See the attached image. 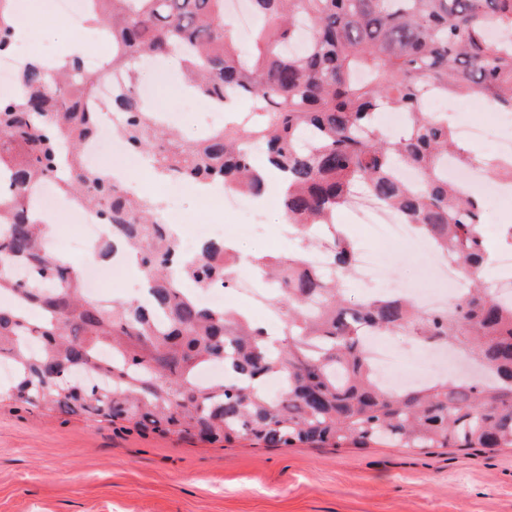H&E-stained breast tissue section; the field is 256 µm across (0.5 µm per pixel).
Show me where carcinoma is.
<instances>
[{"label":"carcinoma","mask_w":512,"mask_h":512,"mask_svg":"<svg viewBox=\"0 0 512 512\" xmlns=\"http://www.w3.org/2000/svg\"><path fill=\"white\" fill-rule=\"evenodd\" d=\"M10 2L0 0L1 44L16 35ZM250 2L259 24L246 56L224 0H89L112 43L111 61L93 72L80 56L53 72L33 61L19 69L14 97L0 100V296L14 299L0 304V360L15 367L0 400L211 444L512 449V300L481 279L487 252L478 201L441 172L448 157L467 165L469 154L448 116L423 107L426 96L451 93L512 110V0ZM491 28L505 39H490ZM149 58L177 60L188 87L224 111L248 99L251 118L171 144L133 91ZM119 70L127 83L112 94V111L156 173L259 196L265 173L244 144L261 141L282 180L286 220L301 235L336 224L359 185L461 260L470 292L447 313L385 297L348 304L344 281L309 268L297 252L257 262L288 305L279 344L235 312L201 306L170 274L175 239L151 201L82 165L96 131L82 101ZM386 106L407 114L404 137L379 128ZM60 136L70 148L58 188L97 209L125 241L153 281L148 299L91 298L71 261L44 248L26 196L55 176ZM401 168L418 182L404 184ZM225 252L204 244L184 260V275L202 287L224 282ZM354 253L339 234L331 247L339 273ZM397 329L465 347L482 376L385 387L363 343L370 332ZM215 362L224 364V381L197 383L198 371ZM268 377L282 381L280 393L265 390Z\"/></svg>","instance_id":"obj_1"}]
</instances>
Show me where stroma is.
Masks as SVG:
<instances>
[{
  "mask_svg": "<svg viewBox=\"0 0 512 512\" xmlns=\"http://www.w3.org/2000/svg\"><path fill=\"white\" fill-rule=\"evenodd\" d=\"M35 11H27L29 2ZM37 34L30 50L108 56L107 43L50 14L45 0H16ZM189 224H221L244 257L297 251L280 213L253 232L237 211L192 197ZM0 512H512V451L429 448L224 446L194 437L119 432L81 415L52 418L0 404Z\"/></svg>",
  "mask_w": 512,
  "mask_h": 512,
  "instance_id": "35a3bbf8",
  "label": "stroma"
}]
</instances>
